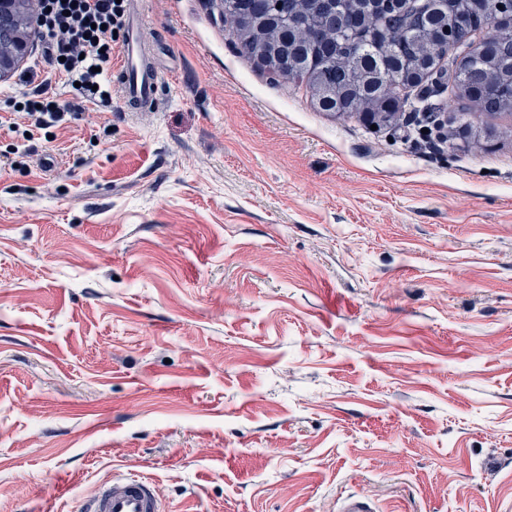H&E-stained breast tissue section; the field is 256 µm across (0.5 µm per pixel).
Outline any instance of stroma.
<instances>
[{
    "instance_id": "35a3bbf8",
    "label": "stroma",
    "mask_w": 512,
    "mask_h": 512,
    "mask_svg": "<svg viewBox=\"0 0 512 512\" xmlns=\"http://www.w3.org/2000/svg\"><path fill=\"white\" fill-rule=\"evenodd\" d=\"M140 9L153 106L0 126V512H512V112L452 47L373 126ZM81 512H163L155 485L142 476L113 474L100 482L81 504Z\"/></svg>"
}]
</instances>
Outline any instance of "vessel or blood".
I'll list each match as a JSON object with an SVG mask.
<instances>
[{"label": "vessel or blood", "mask_w": 512, "mask_h": 512, "mask_svg": "<svg viewBox=\"0 0 512 512\" xmlns=\"http://www.w3.org/2000/svg\"><path fill=\"white\" fill-rule=\"evenodd\" d=\"M147 47L143 23L129 25L116 75L125 102L134 109L157 100L158 77L144 61ZM80 512H164V502L152 482L123 473L100 482L83 500Z\"/></svg>", "instance_id": "1"}]
</instances>
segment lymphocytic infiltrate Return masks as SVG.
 <instances>
[{
  "mask_svg": "<svg viewBox=\"0 0 512 512\" xmlns=\"http://www.w3.org/2000/svg\"><path fill=\"white\" fill-rule=\"evenodd\" d=\"M123 0H39L35 32L46 49L49 65L75 83L76 103L58 105L46 84L23 83L34 89L25 93L22 108L35 127L52 126L75 117L81 101H109L105 72L112 60V34L121 28Z\"/></svg>",
  "mask_w": 512,
  "mask_h": 512,
  "instance_id": "obj_1",
  "label": "lymphocytic infiltrate"
}]
</instances>
